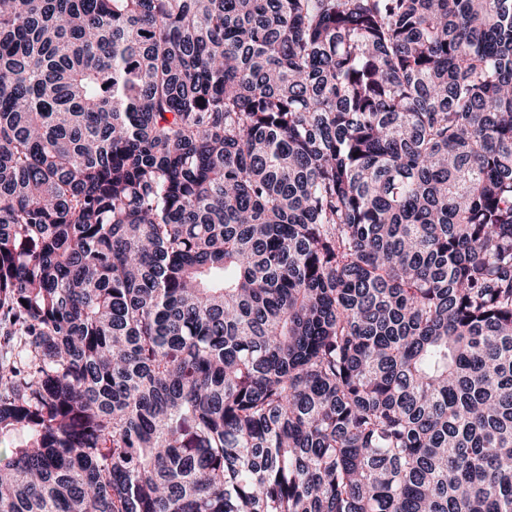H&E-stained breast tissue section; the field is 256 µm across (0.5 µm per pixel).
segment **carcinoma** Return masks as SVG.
<instances>
[{
  "mask_svg": "<svg viewBox=\"0 0 512 512\" xmlns=\"http://www.w3.org/2000/svg\"><path fill=\"white\" fill-rule=\"evenodd\" d=\"M0 512H512V0H0Z\"/></svg>",
  "mask_w": 512,
  "mask_h": 512,
  "instance_id": "cac0c4a2",
  "label": "carcinoma"
}]
</instances>
